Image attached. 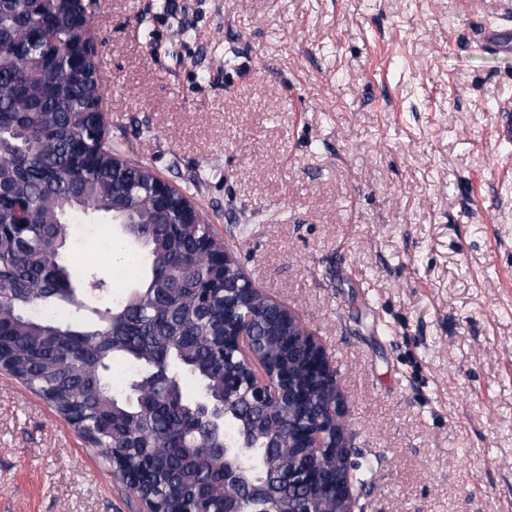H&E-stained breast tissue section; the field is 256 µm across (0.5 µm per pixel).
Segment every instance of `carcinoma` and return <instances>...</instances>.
Segmentation results:
<instances>
[{
	"mask_svg": "<svg viewBox=\"0 0 512 512\" xmlns=\"http://www.w3.org/2000/svg\"><path fill=\"white\" fill-rule=\"evenodd\" d=\"M75 5L50 0H0V34L19 47L0 54V224L25 229L0 234V356L51 405L75 411V428L106 448L115 467L137 474L154 467L147 485L162 512H224V460L213 456L188 426L195 400L181 378L163 391L142 385L154 402L130 390L152 365L177 368L213 400H224V284L212 278L211 258L197 252L209 237L205 224L175 227L174 212L147 209L142 200L153 184L149 169L112 162L119 154L87 113L102 100L96 63L74 80L71 59ZM150 224L142 248L125 257L142 268L136 290L105 307L91 305L72 288L78 272L59 263L58 251L74 238V225L99 220ZM209 294V303L200 299ZM237 315L251 314L271 370L299 383L302 366L288 337L277 335L269 310L241 302ZM130 374L112 383V362ZM303 412L291 408L272 435L289 443ZM242 411L224 423L223 435L248 431L253 443L270 433L250 425ZM311 448H290L275 459L288 471L314 462ZM311 486L281 485L274 504L296 510L318 501Z\"/></svg>",
	"mask_w": 512,
	"mask_h": 512,
	"instance_id": "1",
	"label": "carcinoma"
}]
</instances>
